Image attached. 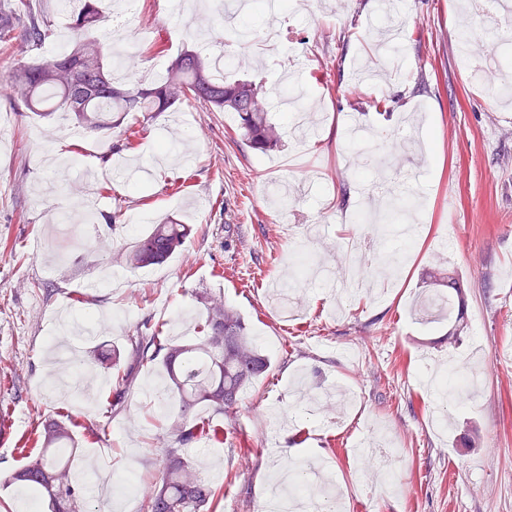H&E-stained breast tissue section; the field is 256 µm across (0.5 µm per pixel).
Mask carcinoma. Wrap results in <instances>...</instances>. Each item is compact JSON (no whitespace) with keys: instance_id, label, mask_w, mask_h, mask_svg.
<instances>
[{"instance_id":"obj_1","label":"carcinoma","mask_w":512,"mask_h":512,"mask_svg":"<svg viewBox=\"0 0 512 512\" xmlns=\"http://www.w3.org/2000/svg\"><path fill=\"white\" fill-rule=\"evenodd\" d=\"M26 8L27 0H19L13 8L16 19L22 20L19 36L28 46L37 47L46 33ZM100 22L96 0H84L72 19L68 50L19 65L9 74L8 84L27 111L46 116L66 112L89 131L102 133L112 130L110 114L114 112H171L193 100L214 112L237 113V131L252 149L266 153L278 147L283 128L270 121L267 99L251 82L215 79L214 56L184 51L171 60L164 79L152 86L112 81V46L106 36L94 33ZM187 233L185 224H155L121 256L132 269L160 264L182 246ZM433 282L455 293L458 313L448 335H462L465 297L460 281L439 270ZM204 327L206 336L198 342L151 336L135 350L141 362L160 360L165 374L163 395L174 406L166 430L163 476L147 499L148 512H206L222 495L221 489L191 467L180 448L195 441L200 431L198 410L230 412L270 366V359L234 310L211 301ZM39 440L40 455L16 471L13 480L25 483L47 512H84L70 466L62 462L63 452L74 451L68 421L50 422Z\"/></svg>"}]
</instances>
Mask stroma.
Listing matches in <instances>:
<instances>
[{
  "instance_id": "1",
  "label": "stroma",
  "mask_w": 512,
  "mask_h": 512,
  "mask_svg": "<svg viewBox=\"0 0 512 512\" xmlns=\"http://www.w3.org/2000/svg\"><path fill=\"white\" fill-rule=\"evenodd\" d=\"M179 18L168 0H99L101 32L137 41L135 77L154 84L184 50L219 53L233 22L207 42L196 19L223 0H197ZM398 43L379 40L382 0H305L266 44L256 15L249 48L226 80L274 97L297 59L310 106L306 139L287 131L262 155L233 137L237 116L189 102L174 112H123L102 138L59 113L40 117L0 94V415L14 432L0 445V512H21L11 475L36 457L45 420L69 417L74 469L107 464L123 497L82 490L86 512H144L162 478L168 413L136 368L122 406L117 371L152 334L202 338L204 298L239 313L271 361L232 415L205 413L219 434L184 455L223 494L214 512H266L283 469L325 464L345 512H512V56L486 36L471 0H397ZM48 28L37 49L0 47V79L70 40L71 6L29 0ZM152 24L139 36L136 21ZM482 34L492 67H475L463 30ZM137 132L133 151L124 131ZM59 142L82 178L38 164ZM191 225L167 262L128 270L118 254L163 219ZM459 276L468 327L448 339L435 302V267ZM106 325L81 339L77 370L105 382L83 404L45 385L59 311ZM468 354L477 397L459 399L422 378L421 365L458 375ZM383 444L362 460L356 440Z\"/></svg>"
}]
</instances>
